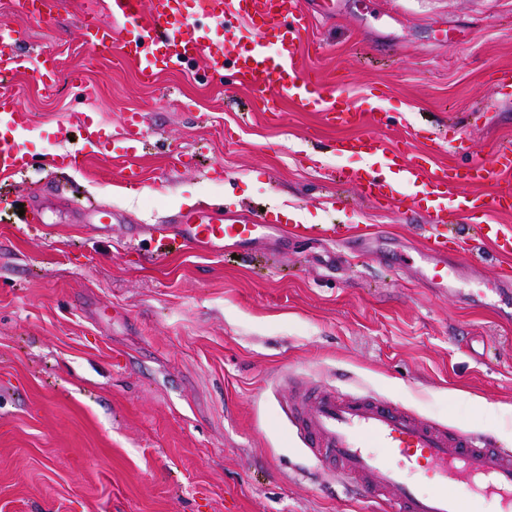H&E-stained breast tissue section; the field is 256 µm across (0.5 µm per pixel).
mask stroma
Returning <instances> with one entry per match:
<instances>
[{
  "label": "stroma",
  "instance_id": "obj_1",
  "mask_svg": "<svg viewBox=\"0 0 512 512\" xmlns=\"http://www.w3.org/2000/svg\"><path fill=\"white\" fill-rule=\"evenodd\" d=\"M107 2L58 0L37 21L0 0V29L60 64L54 88L30 70L11 86L34 165L0 177V512H384L307 455L282 409L292 377L512 446V295L496 292L512 256L489 243L464 236L453 294L377 248L295 236L268 258L187 246L157 265L121 248V225L176 223L181 197L242 224L294 210L413 244L428 218L325 179L330 143L360 128L287 98L265 113L198 62L146 86L131 61H89L80 21ZM300 52L351 97L379 95L395 114L387 139L436 163L512 142L496 87L512 68V0H336ZM132 112L150 138L142 188L117 195L108 154L55 166L87 121L112 136ZM95 206L116 222L96 224Z\"/></svg>",
  "mask_w": 512,
  "mask_h": 512
}]
</instances>
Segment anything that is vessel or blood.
<instances>
[{
    "mask_svg": "<svg viewBox=\"0 0 512 512\" xmlns=\"http://www.w3.org/2000/svg\"><path fill=\"white\" fill-rule=\"evenodd\" d=\"M311 16L300 0H157L149 19L140 16V0H109L106 13L83 24L93 55L111 52L132 60L145 82L166 70L200 60L213 79L231 76L241 87L266 93L268 111L290 96L305 111L321 113L330 125L367 126L366 134L337 140L336 157L372 158L369 168H340L333 176L359 188L376 203L422 207L432 222L419 252L431 287L452 286L450 262L460 240L448 231L454 218L473 213L512 214V146L498 147L489 164L461 169L436 164L430 153L414 154L390 146L385 137L387 112L374 97L353 101L321 74L301 68L299 46ZM28 55L17 49L12 32H0V75L27 69ZM27 116L0 93V174L27 170L31 159L16 131ZM147 139L138 115L107 139L88 130L81 146L61 154L64 168L80 169L103 152L137 155ZM502 174L494 193H477L492 173ZM345 238L344 226L315 224L287 227L260 214L258 223H225L223 216L200 208L178 223L137 227L125 236L127 249L163 263L180 244L213 255L251 251L263 239L286 240L289 233ZM480 240L497 253L512 255V230L500 224L477 227ZM285 414L304 448L324 470L383 504L386 512H473L477 502L493 512H512V448H503L466 428H448L418 417L393 401L353 394L328 385L299 386Z\"/></svg>",
    "mask_w": 512,
    "mask_h": 512,
    "instance_id": "1",
    "label": "vessel or blood"
}]
</instances>
